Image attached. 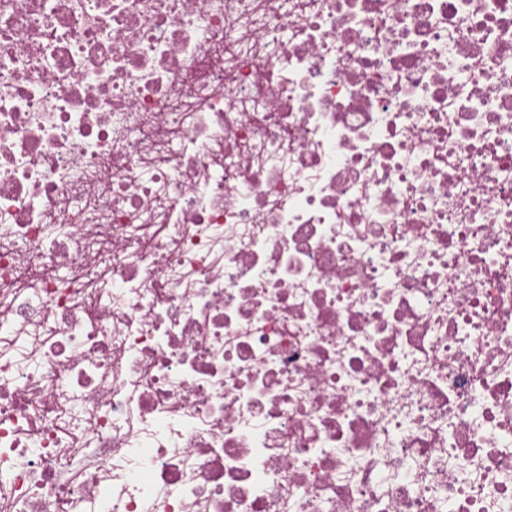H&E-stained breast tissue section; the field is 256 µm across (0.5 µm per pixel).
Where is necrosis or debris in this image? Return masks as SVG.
Listing matches in <instances>:
<instances>
[{"label":"necrosis or debris","mask_w":512,"mask_h":512,"mask_svg":"<svg viewBox=\"0 0 512 512\" xmlns=\"http://www.w3.org/2000/svg\"><path fill=\"white\" fill-rule=\"evenodd\" d=\"M0 512H512V0H0Z\"/></svg>","instance_id":"1"}]
</instances>
